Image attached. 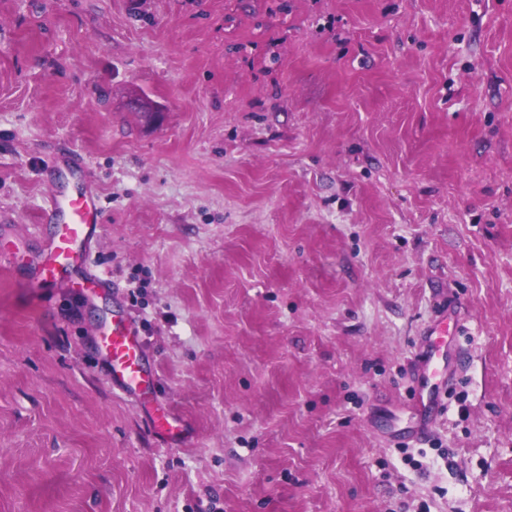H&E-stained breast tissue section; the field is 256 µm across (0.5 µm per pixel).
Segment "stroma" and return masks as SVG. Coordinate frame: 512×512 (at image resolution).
Masks as SVG:
<instances>
[{"label": "stroma", "mask_w": 512, "mask_h": 512, "mask_svg": "<svg viewBox=\"0 0 512 512\" xmlns=\"http://www.w3.org/2000/svg\"><path fill=\"white\" fill-rule=\"evenodd\" d=\"M79 187L91 303L21 266ZM0 251V512H512V0H0ZM95 346L109 367L112 384L139 397L153 412L155 432L169 439L186 438L185 426L165 408L152 404L158 379L137 329L123 314L112 312L102 323ZM448 315L442 313L427 331L426 351L424 358L425 371L429 372L431 377H444L448 374V347L450 341L448 336ZM447 353V365L445 363V355ZM440 359L444 361L441 366Z\"/></svg>", "instance_id": "35a3bbf8"}]
</instances>
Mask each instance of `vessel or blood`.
I'll return each mask as SVG.
<instances>
[{
  "label": "vessel or blood",
  "mask_w": 512,
  "mask_h": 512,
  "mask_svg": "<svg viewBox=\"0 0 512 512\" xmlns=\"http://www.w3.org/2000/svg\"><path fill=\"white\" fill-rule=\"evenodd\" d=\"M47 222L50 231L31 274L43 286L61 282L76 285L89 296H97L107 285L103 277L87 270V251L97 236L102 222L98 201L83 192L63 194ZM448 319L440 317L427 331L424 368L431 377L448 373L442 363L450 342L447 338ZM95 346L108 365L113 385L133 393L153 412L155 432L164 438H186L185 426L165 408L154 405L157 376L147 357L137 329L121 313L106 319L96 338Z\"/></svg>",
  "instance_id": "vessel-or-blood-1"
}]
</instances>
